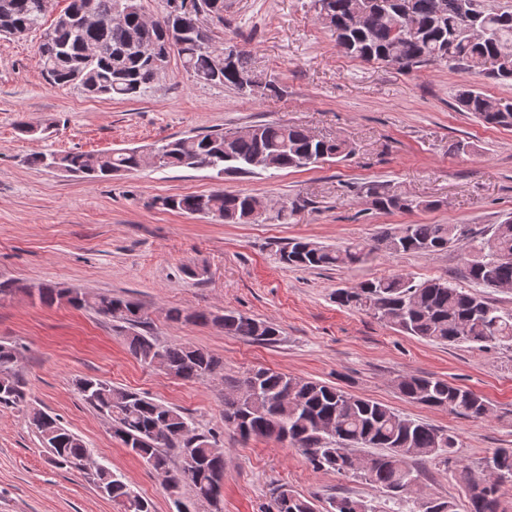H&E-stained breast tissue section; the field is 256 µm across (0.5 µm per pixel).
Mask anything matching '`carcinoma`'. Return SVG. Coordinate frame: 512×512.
Segmentation results:
<instances>
[{
  "instance_id": "1",
  "label": "carcinoma",
  "mask_w": 512,
  "mask_h": 512,
  "mask_svg": "<svg viewBox=\"0 0 512 512\" xmlns=\"http://www.w3.org/2000/svg\"><path fill=\"white\" fill-rule=\"evenodd\" d=\"M318 20L336 33V42L347 55L378 61L403 70L445 63L453 69L482 73L496 80H512V11L489 9L481 0H314ZM45 0H0V35L33 32L43 28ZM45 30L50 41L39 46L42 70L57 86H74L83 93L108 99H133L150 88L153 72L166 67L177 55L197 80L224 86L242 95L276 92L273 79L258 87H245L251 77L245 58L212 74L221 54L194 16L181 19L180 30L167 34L150 25L144 0H69ZM414 28L415 37L403 35ZM456 107L476 115L494 127L512 128V99L495 98L466 85L458 92ZM354 152L345 140L318 138L306 129L277 122L256 124L249 132L226 142L225 133L211 131L188 137L165 138L146 149L110 152L34 153L27 163L84 178L120 175L149 167L194 169L203 162L224 173L249 174L252 162L268 158L272 169H306L327 159L345 158ZM373 209L383 212L429 210L431 200L411 199L379 184L364 188ZM254 196L222 190L209 194L165 196L155 200L161 208L199 215L222 224H257ZM467 237L462 224H407L384 231L373 251L387 255L432 253ZM280 262L289 268L327 270L364 263L366 248L311 245L294 240L279 250ZM467 277L484 288L512 286V224H497L491 235L463 257ZM24 291L46 306L63 301L74 308H89L103 317L116 310L126 312L121 333L129 351L148 365L173 370L182 380H204L223 370L222 362L206 350L190 345H162L145 334L146 318L138 303L110 294L89 295L51 284ZM336 303L372 314L381 322L409 336L432 342L469 343L483 350L492 344L512 343V313L486 302L478 293L461 290L445 278L416 282L393 273L338 288ZM168 319L185 324H212L227 336H240L272 344L278 340L276 324L226 311L172 309ZM20 351L0 344V407L17 408L25 402L23 382L17 370ZM235 395L224 399V421L244 440L268 437L284 440L301 451L316 470L364 478L389 499L412 502L410 512H457L455 502L422 495L419 473L413 462L425 458L450 460L458 447L457 436L388 407L347 393L317 380L258 368L236 381ZM76 387L84 401L112 421L115 439L153 468L172 476L170 495L177 512H191L198 503L218 512L216 484L224 478V453L209 432L192 443L197 431L184 413L139 392L97 378H82ZM399 391L411 402L467 418H483L490 412L486 400L474 391L435 376H402ZM59 467L83 472L124 512H152L148 500L133 494L105 465L91 470L85 462L89 451L84 441L63 428L57 418L35 412L30 418ZM381 448L374 466L351 469L355 448ZM183 458L179 470L170 468V452ZM477 478L461 466L455 477L468 491L466 512H498V491L512 482V448H494L482 458ZM191 492V503L181 500L182 488ZM268 512H315L314 502L280 486L272 494ZM326 512H374L366 501L336 496Z\"/></svg>"
}]
</instances>
